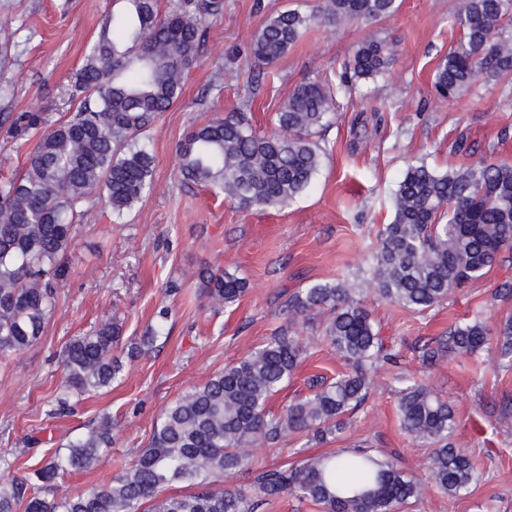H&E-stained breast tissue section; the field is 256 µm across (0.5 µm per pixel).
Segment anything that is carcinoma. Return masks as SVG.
<instances>
[{"label":"carcinoma","instance_id":"obj_1","mask_svg":"<svg viewBox=\"0 0 512 512\" xmlns=\"http://www.w3.org/2000/svg\"><path fill=\"white\" fill-rule=\"evenodd\" d=\"M131 20L111 32L104 20L77 74L82 94L76 112L48 125L26 114L24 131L42 128L23 175L0 182V354L39 340L56 306L55 285L66 277L64 255L80 232L79 219L91 198L104 193L113 213L131 210L152 188L153 157L138 145L143 134L181 93L184 74L199 61L202 20L193 0L168 13L158 0H127ZM396 10V0H322L317 13L286 9L271 15L254 34V64L271 65L294 47L317 20L370 25ZM461 36L437 65L435 92L454 100L478 81L512 72V0H463L457 16ZM393 46L369 36L342 64L340 85L383 74ZM337 92L320 80L294 87L278 112L275 129L255 134L243 112H232L194 129L178 146L182 179L213 188L241 209L287 205L322 166L320 132L337 107ZM394 216L382 227L370 269L378 295L421 313L453 291L482 278L502 251L512 247V165L478 160L440 172L419 160L408 165L393 197ZM200 293L232 306L248 290L229 271L203 272ZM323 335L344 371L315 379L312 393L271 415L265 406L309 357L308 344L274 336L249 356L224 367L166 408L147 448L109 484L74 497L48 500L42 491L70 470L89 467L112 445L105 417L65 446L27 478L0 477V512H254L256 504L226 483L251 469L250 450L273 446L288 434L319 442L341 432L345 417L364 405L370 374L395 353L376 327L356 289L346 280L315 283L288 300L293 324L321 314ZM123 325L111 316L93 331L69 341L61 355L65 388L83 395L108 388L122 371L112 352L123 346ZM490 349L512 364V318L496 330L474 319L449 329L448 350L474 355ZM398 411L412 437L437 445L428 460L440 490L454 498L474 479L467 448L449 442L456 417L452 406L427 384L399 378ZM267 499L291 493L320 512H394L423 496V484L392 459L365 451L307 459L291 469L255 477ZM185 483L195 491L163 494Z\"/></svg>","mask_w":512,"mask_h":512}]
</instances>
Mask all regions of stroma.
<instances>
[{"mask_svg":"<svg viewBox=\"0 0 512 512\" xmlns=\"http://www.w3.org/2000/svg\"><path fill=\"white\" fill-rule=\"evenodd\" d=\"M398 3L395 14L373 25L317 22L275 64L258 68L248 62L250 43L266 19L285 8L311 12L320 0H224L221 13L205 18L201 55L183 77L179 102L139 138L154 158L152 190L120 218L104 196L92 198L66 251L69 274L56 286L43 335L23 351L0 355V467L32 474L107 415L111 448L58 485L61 494L75 496L110 482L147 447L168 405L281 333L308 342L310 356L271 398L272 413L308 395L309 378L342 371L322 338V320L290 326L289 297L368 269L378 232L393 217L397 184L414 158L425 157L439 171L479 159L512 164V75L477 83L453 101L432 88L437 64L460 37V0ZM125 12L124 0H0V181L23 174L38 140L32 131L16 135V118L43 113L67 120L79 104L71 87L87 45L106 16L119 20ZM373 33L395 46V59L383 75L339 93L321 169L287 206L243 210L178 175L176 149L190 128L244 112L257 132L270 133L272 116L297 84L310 78L338 84L342 62ZM460 137L472 153L452 150ZM224 269L248 282L230 307L208 302L197 287L201 271ZM507 281L510 252L484 277L420 314L366 294L397 363L378 367L368 401L341 433L320 444L290 435L276 447L255 449L257 469L291 467L341 449H376L424 486L423 497L400 512H512V365L491 352L456 356L438 347L455 323L478 317L494 327L512 316V297L497 294ZM111 315L122 320L127 341H140L159 324L167 338L138 357H123L122 376L111 388L72 398L65 414H54L63 348ZM427 346L439 355L425 366ZM402 373L454 408L450 439L472 449L477 466L457 497L444 494L426 467L432 444L400 426L395 390Z\"/></svg>","mask_w":512,"mask_h":512,"instance_id":"stroma-1","label":"stroma"}]
</instances>
